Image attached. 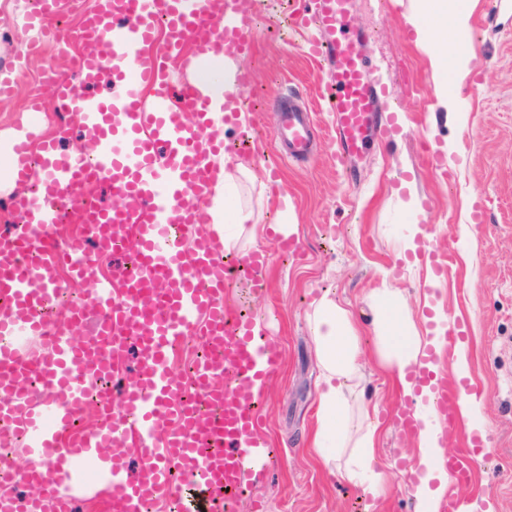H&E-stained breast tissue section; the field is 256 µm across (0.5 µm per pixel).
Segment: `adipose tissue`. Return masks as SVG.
Returning <instances> with one entry per match:
<instances>
[{"label": "adipose tissue", "mask_w": 512, "mask_h": 512, "mask_svg": "<svg viewBox=\"0 0 512 512\" xmlns=\"http://www.w3.org/2000/svg\"><path fill=\"white\" fill-rule=\"evenodd\" d=\"M231 162V155L219 158L209 206L212 236L227 249L237 245L240 230L254 219L250 205L239 201L230 208L224 202L226 190L235 186L228 171ZM368 301L376 315L378 362L389 373L396 393L412 398L415 403L420 440L418 465L426 472L414 488L418 512H438L439 502L448 491V477L436 467L444 451L443 434L431 403L433 392L430 386L419 385L414 373L429 366V350H441L446 329L440 325L434 337L422 336L399 294L388 289H372ZM307 322L320 369L312 452L325 466H338L349 480L360 483L370 493H379L384 475L373 467L375 409L366 403L351 405L349 400L356 378L353 360L360 348L358 331L349 311L326 293L312 303Z\"/></svg>", "instance_id": "1"}]
</instances>
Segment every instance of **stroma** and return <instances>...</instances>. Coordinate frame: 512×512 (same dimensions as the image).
Returning <instances> with one entry per match:
<instances>
[{
    "label": "stroma",
    "instance_id": "35a3bbf8",
    "mask_svg": "<svg viewBox=\"0 0 512 512\" xmlns=\"http://www.w3.org/2000/svg\"><path fill=\"white\" fill-rule=\"evenodd\" d=\"M447 2L448 16L424 23L442 30L450 14H468V33L456 46L472 58L465 76L452 62L433 67L406 22L416 0H351L353 25L367 35L378 68L389 134L348 165L335 158L334 117L320 96L324 64L303 54L304 37L288 24L290 15L313 11L314 0H261L252 51L238 62L254 78L248 126L228 125L224 138L246 131L259 142L234 157L248 171L234 178L237 195L250 199L267 228L282 222L279 195L290 196L298 224L295 255L282 256L270 236L259 242L267 293L252 292L241 279L224 296L230 311L264 322L267 336L283 347L282 378L268 386L261 407L276 450L271 476L255 490L268 512H415L401 472L416 465L419 446L401 434L400 401L376 358L367 300L373 288L399 291L414 317H433L439 307L463 323L467 384L480 401L486 447L465 500L480 510L490 501L495 512H512V0H466L461 8ZM28 10L25 0H0V75L19 80L15 97L0 100V164L32 83L57 55L51 48L27 60ZM443 82L456 109L438 102L435 88ZM288 89L315 105L320 153L282 165L278 193H266L272 138L261 115L271 95ZM438 262L447 265V277L433 273ZM326 292L360 331L352 399L377 406L374 465L388 476L378 498L310 453L318 369L306 315Z\"/></svg>",
    "mask_w": 512,
    "mask_h": 512
}]
</instances>
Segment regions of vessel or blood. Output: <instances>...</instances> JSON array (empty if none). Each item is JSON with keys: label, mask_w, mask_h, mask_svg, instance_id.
<instances>
[{"label": "vessel or blood", "mask_w": 512, "mask_h": 512, "mask_svg": "<svg viewBox=\"0 0 512 512\" xmlns=\"http://www.w3.org/2000/svg\"><path fill=\"white\" fill-rule=\"evenodd\" d=\"M63 0H37L26 17L29 58L44 40L61 64L27 100L52 101L57 138L14 139L8 229L0 231V430L24 437L26 465L0 460V485L26 475L28 489L0 498V512H74L81 495L104 485L109 512H143L166 497L180 512H237L239 496L273 463L259 416L266 386L280 375L281 344L256 340L249 320L224 304L229 279L255 271L253 251L225 264L206 199L224 152L217 124L232 123L253 76L215 106L206 84L174 81L169 63L203 68L243 58L253 44L254 0H96L76 31L71 55L58 38ZM299 27L316 26L307 54L327 62L323 96L336 114L339 159L382 139L380 97L367 39L348 37L349 0H318ZM267 108L282 162L314 157L319 134L302 94L278 93ZM77 136L78 145L64 146ZM108 186L111 198L94 193ZM200 336L214 358L190 384L168 374L173 347ZM39 340L24 356L20 342ZM435 412L448 442L440 465L449 491L439 512H464L482 455L462 438L461 387L435 386ZM96 457L110 468L88 479L73 467Z\"/></svg>", "instance_id": "vessel-or-blood-1"}]
</instances>
